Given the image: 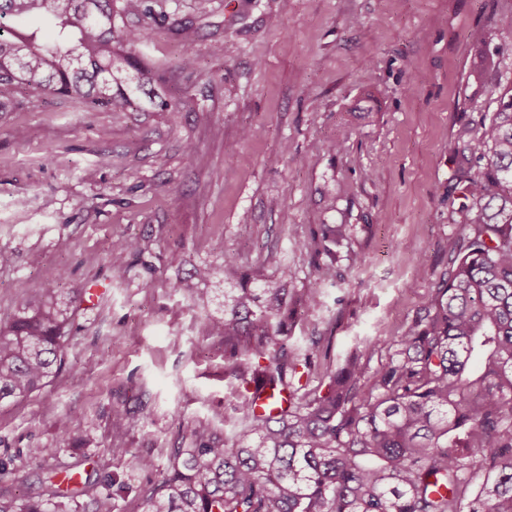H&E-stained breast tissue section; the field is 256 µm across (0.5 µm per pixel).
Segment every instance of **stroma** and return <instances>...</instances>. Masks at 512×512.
Returning a JSON list of instances; mask_svg holds the SVG:
<instances>
[{"label":"stroma","mask_w":512,"mask_h":512,"mask_svg":"<svg viewBox=\"0 0 512 512\" xmlns=\"http://www.w3.org/2000/svg\"><path fill=\"white\" fill-rule=\"evenodd\" d=\"M151 6L136 52L191 107L87 108L24 86L22 108L0 112V320L53 280L75 299L65 368L0 406V492L88 482L67 512H144L193 428L233 432L246 385L223 337L197 329L219 302L175 289L195 267L231 252L252 287L286 284L280 340L308 351L312 387L358 340L401 335L461 243L448 182L485 106L467 76L496 55L512 83V0ZM339 225L341 243L325 239ZM118 238L137 243L120 268Z\"/></svg>","instance_id":"stroma-1"}]
</instances>
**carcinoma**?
<instances>
[{
  "label": "carcinoma",
  "instance_id": "carcinoma-1",
  "mask_svg": "<svg viewBox=\"0 0 512 512\" xmlns=\"http://www.w3.org/2000/svg\"><path fill=\"white\" fill-rule=\"evenodd\" d=\"M146 0H0V112L22 106L31 83L80 105L131 108L150 72L134 48L148 28ZM48 16L54 34L9 24ZM469 78L488 95L479 135L463 141L448 196L465 233L439 288L403 335L365 338L328 375L273 415L251 396L221 437L192 432L144 512H512V85ZM133 240L113 241L120 265ZM241 285L224 294V315L198 319L241 356L233 371L258 374L268 398L294 387L310 356L276 344L288 323V294L251 288L235 255L201 266L180 288L218 275ZM59 288L0 322V401L20 403L65 367L72 311ZM278 345L270 349V345ZM385 360L371 367L374 355ZM86 486L51 479L22 498L0 493V512H63Z\"/></svg>",
  "mask_w": 512,
  "mask_h": 512
}]
</instances>
